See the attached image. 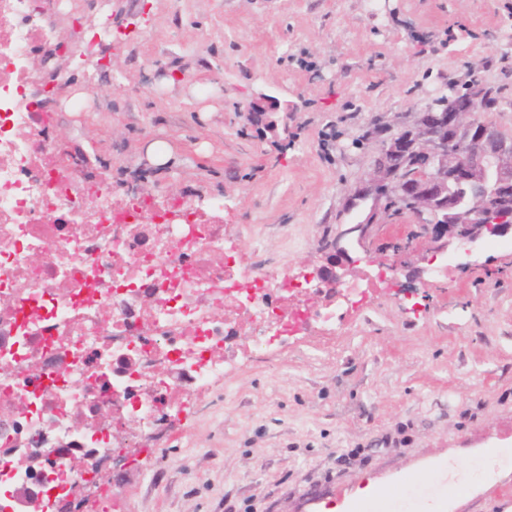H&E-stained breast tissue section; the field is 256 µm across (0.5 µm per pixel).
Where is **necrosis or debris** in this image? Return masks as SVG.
<instances>
[{"instance_id":"1","label":"necrosis or debris","mask_w":512,"mask_h":512,"mask_svg":"<svg viewBox=\"0 0 512 512\" xmlns=\"http://www.w3.org/2000/svg\"><path fill=\"white\" fill-rule=\"evenodd\" d=\"M52 29L33 0H0V505L32 485L41 512H76L66 494L94 488L90 512H123L94 469L150 443L184 404L205 393L238 350L240 318L263 348L311 326L336 330V306L317 307L314 286L274 266L243 264L225 244L221 205L204 216L176 200L116 199L108 182L82 188L40 133L33 52ZM119 408L102 427L88 417ZM37 451L33 486L17 447Z\"/></svg>"}]
</instances>
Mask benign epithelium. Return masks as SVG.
<instances>
[{
    "instance_id": "7a95c632",
    "label": "benign epithelium",
    "mask_w": 512,
    "mask_h": 512,
    "mask_svg": "<svg viewBox=\"0 0 512 512\" xmlns=\"http://www.w3.org/2000/svg\"><path fill=\"white\" fill-rule=\"evenodd\" d=\"M484 96L485 87L475 85L448 101L444 119L424 111L414 126L391 130L368 179L354 194L373 198V207L363 223L342 236L362 241L383 214L409 209L437 253H448L455 238L473 246L459 263L463 268L474 264L475 249L486 236H512V209L495 204L498 190L512 186V140L496 122L473 119ZM450 127L470 136L459 142L448 135ZM451 179L461 187L458 196L448 193ZM347 262L346 248L332 247L316 278L324 284L341 281Z\"/></svg>"
}]
</instances>
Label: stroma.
<instances>
[{"instance_id": "stroma-1", "label": "stroma", "mask_w": 512, "mask_h": 512, "mask_svg": "<svg viewBox=\"0 0 512 512\" xmlns=\"http://www.w3.org/2000/svg\"><path fill=\"white\" fill-rule=\"evenodd\" d=\"M50 134L120 198L224 205L243 251L320 266L365 211L380 126L475 83L512 133V0H61ZM90 87L89 109L68 108ZM269 124L247 108L260 94ZM166 142L154 165L146 147ZM436 263L411 214L349 242L350 275ZM512 246L487 238L446 277L401 271L337 328L250 353L106 480L127 512H512Z\"/></svg>"}]
</instances>
